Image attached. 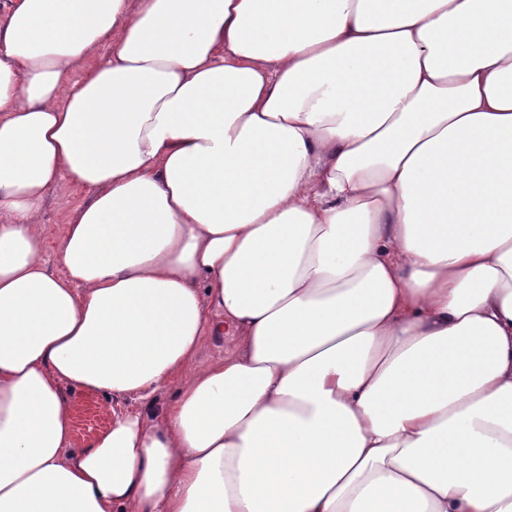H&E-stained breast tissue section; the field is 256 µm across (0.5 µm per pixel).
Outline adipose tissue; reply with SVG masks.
I'll return each instance as SVG.
<instances>
[{
	"instance_id": "1",
	"label": "adipose tissue",
	"mask_w": 512,
	"mask_h": 512,
	"mask_svg": "<svg viewBox=\"0 0 512 512\" xmlns=\"http://www.w3.org/2000/svg\"><path fill=\"white\" fill-rule=\"evenodd\" d=\"M0 512H512V0H0ZM82 191L60 189L53 191L45 200L38 217L44 224L46 236L45 258L53 270L58 269L57 255L62 244L64 225L73 210L87 199ZM68 406L73 421L72 447L81 448L112 421L109 406L98 397L73 392L68 395Z\"/></svg>"
}]
</instances>
